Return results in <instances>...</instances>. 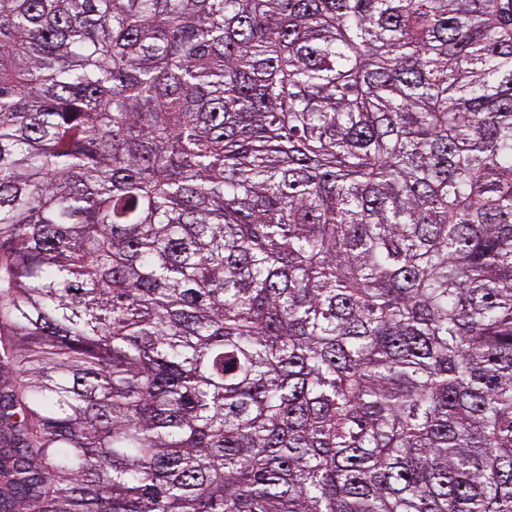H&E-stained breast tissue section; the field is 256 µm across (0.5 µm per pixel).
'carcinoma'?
Instances as JSON below:
<instances>
[{"label":"carcinoma","instance_id":"carcinoma-1","mask_svg":"<svg viewBox=\"0 0 512 512\" xmlns=\"http://www.w3.org/2000/svg\"><path fill=\"white\" fill-rule=\"evenodd\" d=\"M0 512H512V0H0Z\"/></svg>","mask_w":512,"mask_h":512}]
</instances>
